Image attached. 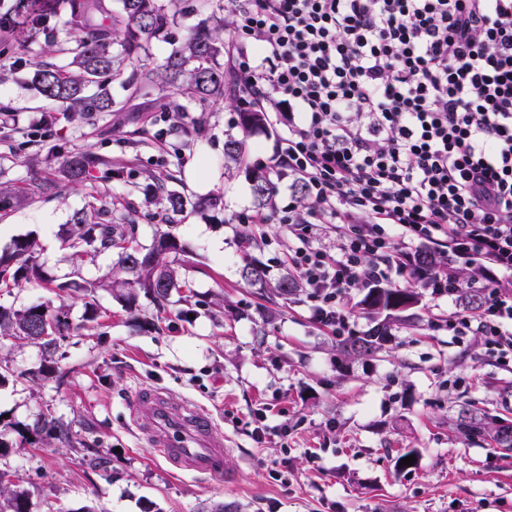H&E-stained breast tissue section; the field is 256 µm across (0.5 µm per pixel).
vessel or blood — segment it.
<instances>
[{"instance_id":"obj_1","label":"vessel or blood","mask_w":512,"mask_h":512,"mask_svg":"<svg viewBox=\"0 0 512 512\" xmlns=\"http://www.w3.org/2000/svg\"><path fill=\"white\" fill-rule=\"evenodd\" d=\"M129 417L150 448L172 469L235 483L236 473L224 465V443L212 437V420L201 407L188 404L175 415L164 391L141 387L131 398Z\"/></svg>"}]
</instances>
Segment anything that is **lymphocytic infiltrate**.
Instances as JSON below:
<instances>
[{"mask_svg":"<svg viewBox=\"0 0 512 512\" xmlns=\"http://www.w3.org/2000/svg\"><path fill=\"white\" fill-rule=\"evenodd\" d=\"M229 44L240 107L277 112V173L306 194L250 221L287 225L314 321L351 334L349 289L398 276L457 300L475 263L479 307L430 328L512 363V0H243ZM424 243L448 254L425 276Z\"/></svg>","mask_w":512,"mask_h":512,"instance_id":"1","label":"lymphocytic infiltrate"}]
</instances>
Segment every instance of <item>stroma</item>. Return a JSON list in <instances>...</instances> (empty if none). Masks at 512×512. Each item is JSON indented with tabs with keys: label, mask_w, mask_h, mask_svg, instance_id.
Segmentation results:
<instances>
[{
	"label": "stroma",
	"mask_w": 512,
	"mask_h": 512,
	"mask_svg": "<svg viewBox=\"0 0 512 512\" xmlns=\"http://www.w3.org/2000/svg\"><path fill=\"white\" fill-rule=\"evenodd\" d=\"M45 48L41 40L0 48V104L14 118L0 126V181L25 194L82 151L110 159L112 171L0 203V252L32 240L53 282L0 288V306L61 308L72 326L50 358L32 343L0 347L12 369L0 382V471L25 491L28 512H212L219 504L225 512H512V457L451 425L466 402L499 415L512 364L483 356L480 336L460 342L430 331L429 319L447 316L451 303L410 281L419 303L392 320L376 355L353 356L311 320L306 292L274 306L242 280L248 257L278 278L293 245L284 224L255 225L257 245L247 253L239 245L257 209L250 174L271 168L282 124L248 136L245 165L228 173L224 134L238 121L228 105L203 107L172 92L165 107L76 120L30 84ZM151 173L172 174L171 188L193 198L222 193L224 207L168 227L187 250L176 269L190 295L172 292L160 308L141 293L128 310L110 289H84L109 272L111 255L77 262L63 231L95 197L116 214L134 207L138 241L150 244L161 219L141 192ZM140 386L162 388L174 410L189 402L210 410L238 483L172 473L130 424L127 403ZM47 413L83 449L35 433ZM262 424L273 433L259 443L253 430ZM87 449L105 467L86 465ZM410 449L414 466L398 470L397 456Z\"/></svg>",
	"instance_id": "35a3bbf8"
}]
</instances>
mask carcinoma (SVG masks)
Segmentation results:
<instances>
[{"mask_svg":"<svg viewBox=\"0 0 512 512\" xmlns=\"http://www.w3.org/2000/svg\"><path fill=\"white\" fill-rule=\"evenodd\" d=\"M26 11L24 21L3 13L5 29L14 40L25 43L33 35L43 34L46 45L61 54L72 56V70L64 71L50 62L36 65L31 83L46 100L66 107L79 117L93 112H113L117 102L112 98L109 85L117 82L128 92L125 103L157 94L156 100L166 98L164 90L173 87L191 101L201 105L222 101L228 91V80L219 57L224 55L222 34L228 25L225 17L212 27L191 31L182 40L172 37V25L180 12L182 0H169L172 9L160 0H120L121 8L94 23L92 14L99 5L88 0H22ZM68 16L67 25L73 31V42L57 41L54 31L45 22L60 14ZM121 46V53L109 51V40ZM153 40L171 44L169 54L160 63L141 61L146 44ZM140 61L131 72L126 63ZM267 122L263 112H238L242 134L261 128ZM246 149L245 138L229 135L224 139V166L232 170L240 163ZM98 168L112 170V161L90 152L69 155L60 171V180H38L31 184L27 197L30 200L58 190L61 186L76 187L89 181L91 172ZM171 176H151L144 192L162 205L167 214L182 215L187 211L222 210L224 196L212 193L191 199L178 191L168 189ZM252 192L258 207L270 203L271 173L262 169L252 171ZM108 214L105 205L93 199L76 214L74 223L65 233V243L83 262L93 264L105 253L115 256L112 291L117 298L131 300L140 290L154 298L158 304L168 301L173 290L182 287L169 256L183 251V246L170 232L157 228L150 245L138 243L136 224H114L104 220ZM242 278L250 285L269 288L268 299H288L297 294L301 283L291 273L282 275L273 286H268L263 266L246 261ZM22 284L41 286L44 278L41 266L34 256V245L29 240H18L12 252L0 255V287ZM405 299L418 300V293L408 289L370 288L364 304L371 313L380 315L392 312ZM73 330L64 311L50 312L41 306L23 309L0 307V337L38 345L51 357L60 341ZM387 325L376 324L361 336L345 341L349 354L372 356L382 346ZM457 432L467 441L491 437L500 450L512 451V425L502 418L495 423L473 409L463 408L453 420ZM36 430L50 439L73 445L72 434L49 416L40 418ZM0 512H27L24 493L14 489L9 482L0 484Z\"/></svg>","mask_w":512,"mask_h":512,"instance_id":"1","label":"carcinoma"}]
</instances>
